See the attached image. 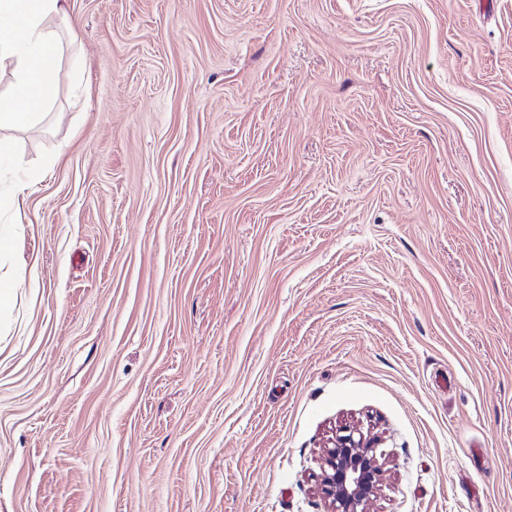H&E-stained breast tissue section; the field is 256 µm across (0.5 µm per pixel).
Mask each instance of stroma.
<instances>
[{"mask_svg": "<svg viewBox=\"0 0 512 512\" xmlns=\"http://www.w3.org/2000/svg\"><path fill=\"white\" fill-rule=\"evenodd\" d=\"M7 131L0 512H512V0H69ZM376 444L374 437L349 426L336 431L333 446L324 448L318 488L330 501L332 512H366L381 490L386 470Z\"/></svg>", "mask_w": 512, "mask_h": 512, "instance_id": "1", "label": "stroma"}]
</instances>
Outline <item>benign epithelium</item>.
Returning a JSON list of instances; mask_svg holds the SVG:
<instances>
[{
  "label": "benign epithelium",
  "mask_w": 512,
  "mask_h": 512,
  "mask_svg": "<svg viewBox=\"0 0 512 512\" xmlns=\"http://www.w3.org/2000/svg\"><path fill=\"white\" fill-rule=\"evenodd\" d=\"M377 440L355 427L336 431L332 446L323 450L318 488L330 501L332 512H367L381 490L384 463L377 457Z\"/></svg>",
  "instance_id": "1"
}]
</instances>
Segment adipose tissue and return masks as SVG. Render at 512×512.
Instances as JSON below:
<instances>
[{
  "label": "adipose tissue",
  "instance_id": "ef3b65f1",
  "mask_svg": "<svg viewBox=\"0 0 512 512\" xmlns=\"http://www.w3.org/2000/svg\"><path fill=\"white\" fill-rule=\"evenodd\" d=\"M67 0H0V68L12 89L0 93V129H37L57 82L60 41L50 21Z\"/></svg>",
  "mask_w": 512,
  "mask_h": 512
}]
</instances>
